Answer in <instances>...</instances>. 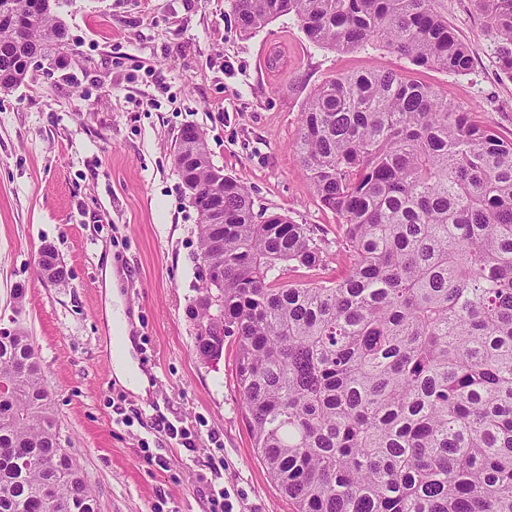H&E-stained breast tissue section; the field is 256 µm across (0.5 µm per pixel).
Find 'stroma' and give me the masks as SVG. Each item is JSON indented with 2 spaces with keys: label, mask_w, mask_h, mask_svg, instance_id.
Wrapping results in <instances>:
<instances>
[{
  "label": "stroma",
  "mask_w": 512,
  "mask_h": 512,
  "mask_svg": "<svg viewBox=\"0 0 512 512\" xmlns=\"http://www.w3.org/2000/svg\"><path fill=\"white\" fill-rule=\"evenodd\" d=\"M434 7L468 45L467 73L421 68L379 46L323 48L290 15L246 36L230 0H59L69 50L32 62L29 79L0 97V324L17 317L31 336L62 443L100 512H224L214 482L232 492L235 512H291L252 447L232 345L216 362L194 354L198 216L174 171L175 141L184 126L200 128L214 164L245 182L255 214L312 225L339 261L340 219L292 149L325 80L393 70L512 139V79L475 0ZM45 245L65 282L37 274ZM109 264L125 314L137 318L132 357L151 381L146 398L112 366ZM162 420L188 428L195 450L159 431Z\"/></svg>",
  "instance_id": "1"
}]
</instances>
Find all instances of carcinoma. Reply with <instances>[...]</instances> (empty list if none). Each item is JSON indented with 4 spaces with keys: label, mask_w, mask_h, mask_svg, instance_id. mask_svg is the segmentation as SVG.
<instances>
[{
    "label": "carcinoma",
    "mask_w": 512,
    "mask_h": 512,
    "mask_svg": "<svg viewBox=\"0 0 512 512\" xmlns=\"http://www.w3.org/2000/svg\"><path fill=\"white\" fill-rule=\"evenodd\" d=\"M512 79V0H476ZM248 35L292 15L308 39L379 45L414 65L470 70L434 0H231ZM58 0H0V95L31 54L68 50ZM294 151L322 206L341 219L346 270L322 271L308 224L255 220L242 180L211 162L204 133L180 131L174 167L199 218L188 308L194 352L234 345L253 448L292 512H512V140L384 69L336 75L310 96ZM224 188V224L204 201ZM0 335V512H99L62 445L31 337Z\"/></svg>",
    "instance_id": "1"
}]
</instances>
